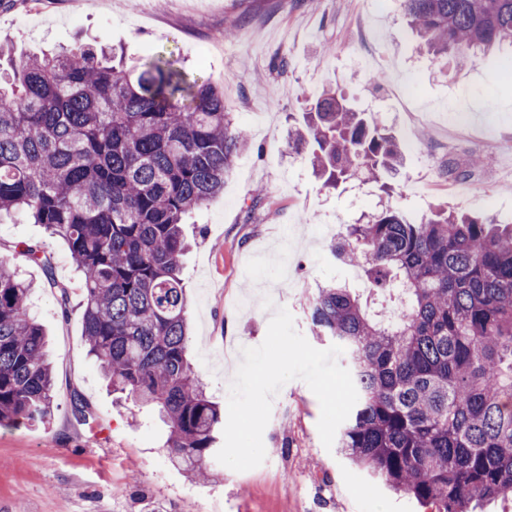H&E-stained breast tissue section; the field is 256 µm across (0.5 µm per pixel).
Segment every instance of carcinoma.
Returning <instances> with one entry per match:
<instances>
[{
  "instance_id": "cac0c4a2",
  "label": "carcinoma",
  "mask_w": 512,
  "mask_h": 512,
  "mask_svg": "<svg viewBox=\"0 0 512 512\" xmlns=\"http://www.w3.org/2000/svg\"><path fill=\"white\" fill-rule=\"evenodd\" d=\"M432 61L464 63L512 46V0H401ZM0 76V215L19 213L63 239L82 273L89 354L112 392L158 409L170 461L189 477L224 413L188 360L183 217L224 189L247 145L224 95L160 55L135 72L101 44L9 59ZM335 187L397 172L401 143L336 88L288 132ZM53 278L43 248L18 245ZM331 253L371 287L398 289L397 321L335 282L309 303L316 336L343 347L358 401L338 445L387 487L474 512L512 497V225L439 209L418 221L385 208L346 226ZM30 285L0 261V426L53 411L54 376Z\"/></svg>"
}]
</instances>
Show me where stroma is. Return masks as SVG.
I'll use <instances>...</instances> for the list:
<instances>
[{
  "mask_svg": "<svg viewBox=\"0 0 512 512\" xmlns=\"http://www.w3.org/2000/svg\"><path fill=\"white\" fill-rule=\"evenodd\" d=\"M0 39L16 55L76 40L122 47L130 65L152 52L173 53L188 74L222 86L224 105L250 145L224 180V191L194 207L184 231L190 295V361L214 401L228 403L234 374L219 360L226 345L259 346L271 309L263 284L278 275L271 258L287 255L289 280L274 300L315 348L308 320L317 283L349 282L362 299L383 301L346 265L332 263L322 224L342 227L391 206L421 216L441 206L512 224V84L500 54L472 58L440 73L410 36L398 0H0ZM412 84L413 97L399 87ZM343 91L359 111L374 113L399 139L403 164L394 193L353 181L324 188L307 155L288 153L290 121L323 86ZM488 163L470 168L471 155ZM463 177L449 175V168ZM492 203H485V195ZM45 241L54 277L16 255L33 281L30 310L42 324L54 365V412L46 423L0 427V512H430L389 490L366 471L327 451L317 423L318 399L299 379L275 395L263 433L266 459L216 478L191 480L170 464L168 427L148 406L113 403L83 337L81 274L65 242L18 217L0 221V243ZM71 301L60 309L56 284ZM89 404L82 422L74 395Z\"/></svg>",
  "mask_w": 512,
  "mask_h": 512,
  "instance_id": "35a3bbf8",
  "label": "stroma"
}]
</instances>
